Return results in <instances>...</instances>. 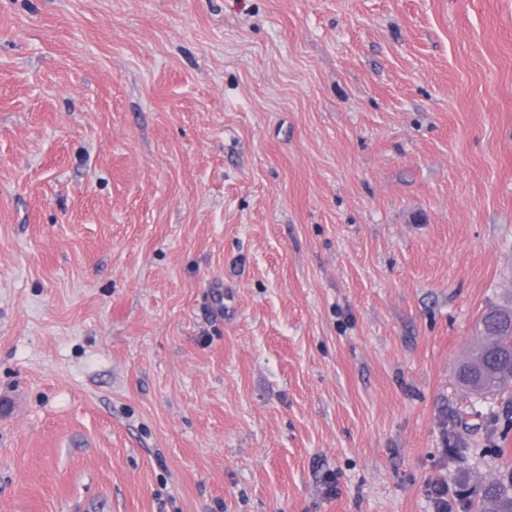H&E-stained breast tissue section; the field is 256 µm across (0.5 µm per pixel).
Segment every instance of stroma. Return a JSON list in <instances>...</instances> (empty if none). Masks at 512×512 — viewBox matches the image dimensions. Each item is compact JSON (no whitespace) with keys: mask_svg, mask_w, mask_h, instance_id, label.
Returning a JSON list of instances; mask_svg holds the SVG:
<instances>
[{"mask_svg":"<svg viewBox=\"0 0 512 512\" xmlns=\"http://www.w3.org/2000/svg\"><path fill=\"white\" fill-rule=\"evenodd\" d=\"M512 301V0H0V512H463ZM481 340L458 365V386L477 399H497L512 388V308L489 306L477 322ZM491 351L493 355L490 357Z\"/></svg>","mask_w":512,"mask_h":512,"instance_id":"1","label":"stroma"}]
</instances>
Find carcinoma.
<instances>
[{
  "label": "carcinoma",
  "instance_id": "obj_1",
  "mask_svg": "<svg viewBox=\"0 0 512 512\" xmlns=\"http://www.w3.org/2000/svg\"><path fill=\"white\" fill-rule=\"evenodd\" d=\"M480 342L458 365V386L478 399L490 400L512 393V308L489 306L477 322ZM504 448L455 449L462 459L496 456L503 465L492 479L479 485L476 499L467 502L474 512H512V460Z\"/></svg>",
  "mask_w": 512,
  "mask_h": 512
}]
</instances>
